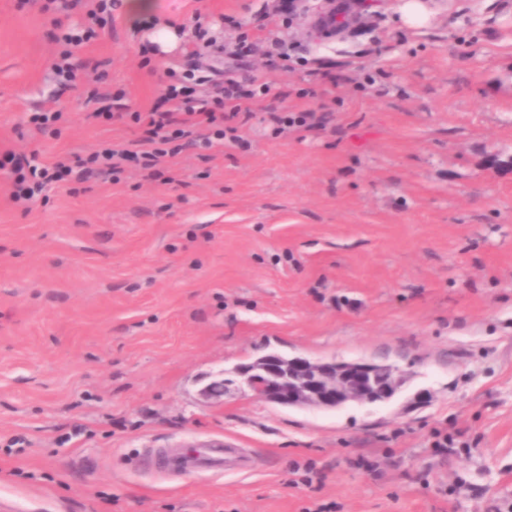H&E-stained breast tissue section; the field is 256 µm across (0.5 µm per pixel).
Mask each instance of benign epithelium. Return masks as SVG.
Returning a JSON list of instances; mask_svg holds the SVG:
<instances>
[{"mask_svg": "<svg viewBox=\"0 0 512 512\" xmlns=\"http://www.w3.org/2000/svg\"><path fill=\"white\" fill-rule=\"evenodd\" d=\"M245 372L265 375L256 393L280 406H319L334 408L357 401L374 376L372 364L336 367L334 361H311L293 357L286 361L261 358Z\"/></svg>", "mask_w": 512, "mask_h": 512, "instance_id": "benign-epithelium-1", "label": "benign epithelium"}]
</instances>
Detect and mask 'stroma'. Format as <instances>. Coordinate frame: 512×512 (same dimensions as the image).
<instances>
[{
	"label": "stroma",
	"instance_id": "1",
	"mask_svg": "<svg viewBox=\"0 0 512 512\" xmlns=\"http://www.w3.org/2000/svg\"><path fill=\"white\" fill-rule=\"evenodd\" d=\"M0 0V149L86 157L134 128L92 119L90 89L148 108L169 71L211 75L210 37L252 44L234 74L288 89L254 106L242 144L173 159V184L128 167L55 184L23 211L0 170V500L13 512H512V0H152L112 23L60 82L54 18ZM179 24L142 50L150 20ZM285 42L290 57L271 49ZM51 107L60 137L30 112ZM310 127L273 135L281 113ZM264 354L386 363L390 400L319 410L253 393ZM226 380L223 396H205ZM463 430L445 453L435 431ZM230 439L252 470L219 479L133 466L148 448ZM313 467L311 482L292 471ZM400 20L408 27H423L426 23V7L420 0H406L399 7ZM64 121V114L59 110H44L42 112H33L29 117L30 124L38 133H48L53 137L60 136L61 126Z\"/></svg>",
	"mask_w": 512,
	"mask_h": 512
}]
</instances>
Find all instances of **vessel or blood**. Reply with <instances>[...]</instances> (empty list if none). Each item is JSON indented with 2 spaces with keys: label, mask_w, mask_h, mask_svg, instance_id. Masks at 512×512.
<instances>
[{
  "label": "vessel or blood",
  "mask_w": 512,
  "mask_h": 512,
  "mask_svg": "<svg viewBox=\"0 0 512 512\" xmlns=\"http://www.w3.org/2000/svg\"><path fill=\"white\" fill-rule=\"evenodd\" d=\"M147 459L169 473L194 472L206 476H221L243 471L249 455L235 442L215 441L201 448H151Z\"/></svg>",
  "instance_id": "obj_1"
}]
</instances>
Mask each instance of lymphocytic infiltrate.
<instances>
[{"instance_id":"1","label":"lymphocytic infiltrate","mask_w":512,"mask_h":512,"mask_svg":"<svg viewBox=\"0 0 512 512\" xmlns=\"http://www.w3.org/2000/svg\"><path fill=\"white\" fill-rule=\"evenodd\" d=\"M112 6L113 0H61L60 11H83L87 25L76 31L64 26L62 21H55L59 51L53 68L57 75L69 81L78 80V70L72 62L74 51L96 39L95 27L111 17ZM219 92L215 100L200 98L181 76L166 87L159 102L149 109L115 113L111 108H101L94 112L95 120L105 123L117 120L141 130L142 135L126 144L98 148L74 164L65 158L45 164L11 150L1 152L0 166L10 168L11 202L27 210L49 185L62 181L85 182L101 173L110 175L113 182H120L125 164L132 161L147 178L173 183V176L165 172V163L177 157L190 142L207 149L239 142V126L249 120L253 105L267 94L268 88L252 78L238 81L230 77Z\"/></svg>"}]
</instances>
